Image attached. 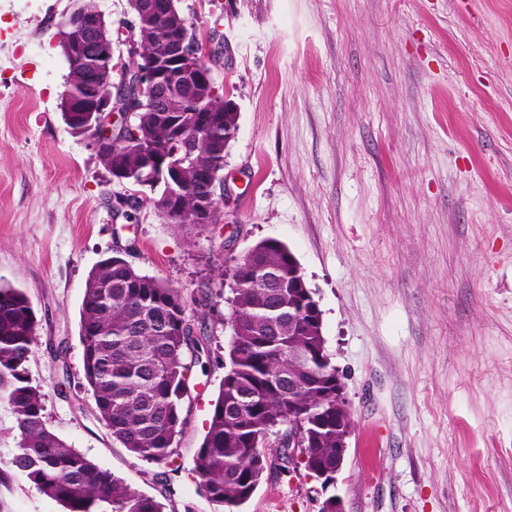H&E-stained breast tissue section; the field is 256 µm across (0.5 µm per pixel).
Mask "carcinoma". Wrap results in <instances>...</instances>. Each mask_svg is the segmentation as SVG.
<instances>
[{
  "label": "carcinoma",
  "mask_w": 512,
  "mask_h": 512,
  "mask_svg": "<svg viewBox=\"0 0 512 512\" xmlns=\"http://www.w3.org/2000/svg\"><path fill=\"white\" fill-rule=\"evenodd\" d=\"M161 46L160 37L131 52L135 72L141 57ZM198 112L184 111L177 96L160 112L137 113L140 136L125 142L112 164L124 178L138 179L152 150L174 156L179 180L150 184L156 196L174 193L180 204L175 227L206 228L193 221L196 198L209 192L200 178L224 169V148L235 138L238 113L202 129ZM233 283L225 298L232 336L229 369L214 403L193 471L207 497L237 507L254 494L267 469L271 436L289 417L315 412L323 418L299 442L308 474L336 464V367L325 346L323 326L301 310L303 278L295 255L281 241L265 239L225 273ZM210 312L190 307L183 292L110 256L89 271L79 320L83 379L93 411L112 440L134 456L170 465L178 458L191 399L189 376L210 354L203 323ZM37 342V317L27 294L0 285V388L16 422L17 452L10 467L23 473L65 512H164V504L100 468L57 435L44 416L43 393L28 372ZM298 391L288 394V378Z\"/></svg>",
  "instance_id": "1"
}]
</instances>
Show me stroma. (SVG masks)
Returning <instances> with one entry per match:
<instances>
[{
	"instance_id": "35a3bbf8",
	"label": "stroma",
	"mask_w": 512,
	"mask_h": 512,
	"mask_svg": "<svg viewBox=\"0 0 512 512\" xmlns=\"http://www.w3.org/2000/svg\"><path fill=\"white\" fill-rule=\"evenodd\" d=\"M74 0H0V285L37 316L28 364L49 427L166 512H319L306 471L271 470L245 504L192 471L224 377L220 272L275 238L322 311L355 423L333 494L344 512H512V0H178L239 113L203 231L153 207L73 136L57 22ZM210 306L175 470L113 442L84 386L79 312L116 249ZM0 512H63L8 461Z\"/></svg>"
}]
</instances>
